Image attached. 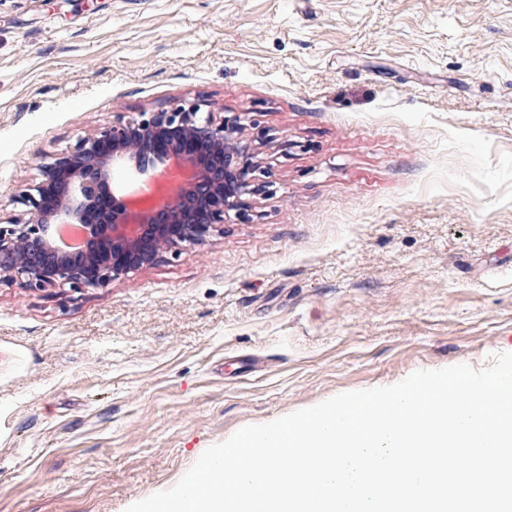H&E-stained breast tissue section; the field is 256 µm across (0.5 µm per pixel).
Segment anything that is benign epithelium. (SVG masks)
Listing matches in <instances>:
<instances>
[{"label":"benign epithelium","mask_w":512,"mask_h":512,"mask_svg":"<svg viewBox=\"0 0 512 512\" xmlns=\"http://www.w3.org/2000/svg\"><path fill=\"white\" fill-rule=\"evenodd\" d=\"M237 116L200 100L118 117L69 150L53 153L20 192L26 219L0 220V284L30 290L106 288L115 280L200 246L244 215L265 189L261 166L240 139ZM178 172L158 201L123 196L114 172L148 179ZM78 226L85 250L64 252L55 233Z\"/></svg>","instance_id":"7a95c632"}]
</instances>
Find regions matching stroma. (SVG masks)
Returning <instances> with one entry per match:
<instances>
[{"mask_svg": "<svg viewBox=\"0 0 512 512\" xmlns=\"http://www.w3.org/2000/svg\"><path fill=\"white\" fill-rule=\"evenodd\" d=\"M197 98L266 130L268 188L108 287L0 286V512H125L244 426L512 352V0H0V217Z\"/></svg>", "mask_w": 512, "mask_h": 512, "instance_id": "1", "label": "stroma"}]
</instances>
